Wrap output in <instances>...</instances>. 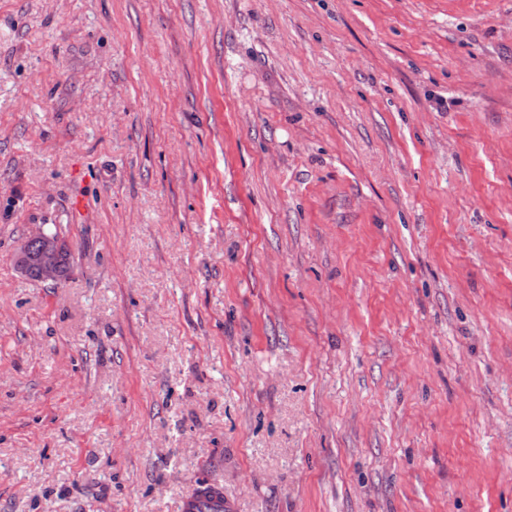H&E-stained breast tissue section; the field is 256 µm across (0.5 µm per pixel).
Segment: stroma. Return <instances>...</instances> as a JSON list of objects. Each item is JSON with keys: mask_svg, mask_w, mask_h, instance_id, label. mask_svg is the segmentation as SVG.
<instances>
[{"mask_svg": "<svg viewBox=\"0 0 512 512\" xmlns=\"http://www.w3.org/2000/svg\"><path fill=\"white\" fill-rule=\"evenodd\" d=\"M203 481L512 512V0H0V512ZM32 242H38L40 246L37 256L34 257L35 264L38 267L39 281L50 284L61 283L65 277L60 263L61 259L67 272L65 280L60 284L63 285L69 279L72 269V254L68 244L63 249V239L61 236L45 233L39 227L20 242L14 253L15 264L23 274L27 273L28 267L32 263V258L28 251L29 245Z\"/></svg>", "mask_w": 512, "mask_h": 512, "instance_id": "35a3bbf8", "label": "stroma"}]
</instances>
